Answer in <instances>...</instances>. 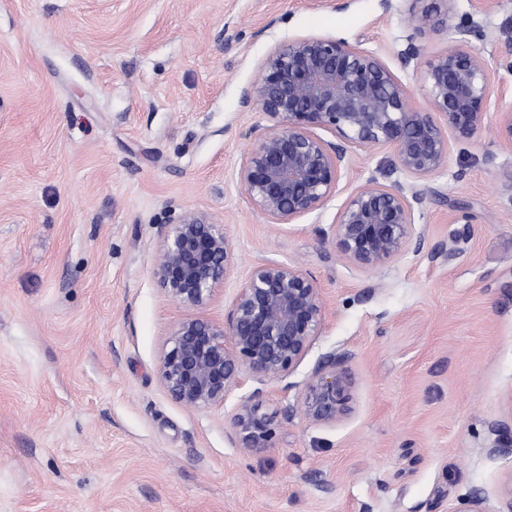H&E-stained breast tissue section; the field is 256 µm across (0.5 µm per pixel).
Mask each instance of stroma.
Listing matches in <instances>:
<instances>
[{
	"instance_id": "obj_1",
	"label": "stroma",
	"mask_w": 512,
	"mask_h": 512,
	"mask_svg": "<svg viewBox=\"0 0 512 512\" xmlns=\"http://www.w3.org/2000/svg\"><path fill=\"white\" fill-rule=\"evenodd\" d=\"M0 0V512H507L512 477V149L483 128L451 141L418 183L421 246L380 268L341 260L338 214L368 179L402 181L391 150L346 152L319 210L277 224L241 183L273 124L245 104L277 47L315 35L380 56L419 106L422 74L478 26L512 86V0ZM420 55L403 63L409 36ZM474 205L471 223L450 201ZM192 211L223 225L231 270L205 308L170 298L154 269L159 225ZM300 267L326 300L292 374L349 353L352 411L294 413L246 455L229 418L255 382L193 410L158 374L172 329L223 321L251 270Z\"/></svg>"
}]
</instances>
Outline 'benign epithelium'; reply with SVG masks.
Returning a JSON list of instances; mask_svg holds the SVG:
<instances>
[{"label": "benign epithelium", "mask_w": 512, "mask_h": 512, "mask_svg": "<svg viewBox=\"0 0 512 512\" xmlns=\"http://www.w3.org/2000/svg\"><path fill=\"white\" fill-rule=\"evenodd\" d=\"M443 17L422 16L418 29L448 21L453 0H438ZM473 25L455 29V47L436 56L423 75L429 107L412 103L405 85L379 56L343 39L306 36L274 49L262 64L257 94L246 104L275 121L257 140L241 168L251 202L278 224L320 209L336 190L344 145L393 150L396 167L421 180L448 163V134L471 139L483 126L492 97V75L483 53L470 44ZM331 130L340 143L313 132ZM498 132L512 148V109L500 113ZM422 193L396 183L367 180L348 199L334 230V247L347 263L385 265L410 244L421 245L424 229L414 222ZM154 274L172 299L205 307L231 268L232 247L224 225L184 213L161 224ZM326 302L316 281L298 267L276 261L255 265L224 322L205 317L179 322L158 359L167 393L195 410L224 405L227 395L252 380L287 379L319 336ZM349 355L322 356L298 385L302 414L329 425L350 411ZM291 407L270 411L257 388L241 397L229 438L246 455L273 447L276 430Z\"/></svg>", "instance_id": "7a95c632"}]
</instances>
